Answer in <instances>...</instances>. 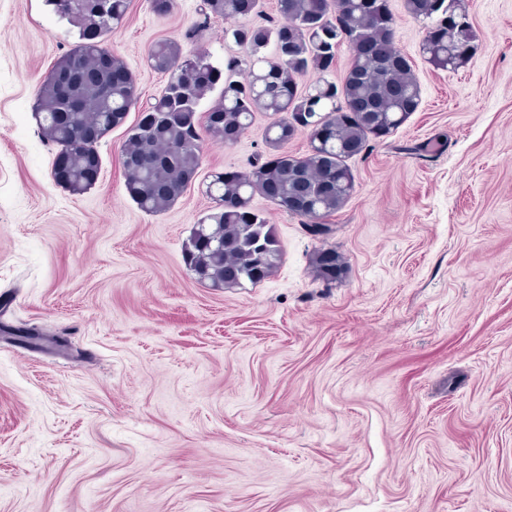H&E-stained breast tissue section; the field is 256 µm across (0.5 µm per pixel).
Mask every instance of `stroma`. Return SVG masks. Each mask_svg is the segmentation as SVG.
<instances>
[{"mask_svg":"<svg viewBox=\"0 0 512 512\" xmlns=\"http://www.w3.org/2000/svg\"><path fill=\"white\" fill-rule=\"evenodd\" d=\"M389 3L418 109L350 159L328 235L254 197L279 265L216 289L185 246L213 175L270 157L271 116L203 137L194 181L149 214L126 190L130 110L70 194L35 103L77 34L47 0H0V512H512V0H465L454 71ZM224 27L203 0H130L104 44L146 102L167 82L152 44L222 69L244 55ZM314 264L318 274L327 282H336L344 271L339 257L332 250L318 251L314 257Z\"/></svg>","mask_w":512,"mask_h":512,"instance_id":"obj_1","label":"stroma"}]
</instances>
